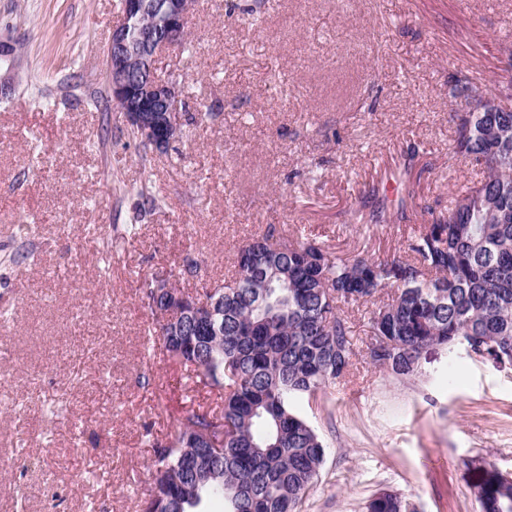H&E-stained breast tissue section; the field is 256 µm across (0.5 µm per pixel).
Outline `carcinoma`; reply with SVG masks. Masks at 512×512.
Segmentation results:
<instances>
[{
	"instance_id": "cac0c4a2",
	"label": "carcinoma",
	"mask_w": 512,
	"mask_h": 512,
	"mask_svg": "<svg viewBox=\"0 0 512 512\" xmlns=\"http://www.w3.org/2000/svg\"><path fill=\"white\" fill-rule=\"evenodd\" d=\"M468 111L456 114L454 150L485 171L453 198L448 217L424 225L407 250L378 261L343 258L313 241H282L274 231L239 247L232 283L205 295L214 330L158 336L168 358L193 367L195 382L218 391V410L182 415L175 437L149 441L153 459L141 512H202L213 498L224 512H296L318 476L325 449L291 406L349 371L352 338L340 304L361 302L368 317L367 357L399 376L414 372L422 349L466 340L479 354L512 358V111L485 112L457 78ZM411 163L393 171L395 196L372 190L361 224L390 211L406 214L415 189ZM141 286L154 320L166 283ZM480 512H512V482L486 461H471ZM400 497L374 495L366 512H400Z\"/></svg>"
}]
</instances>
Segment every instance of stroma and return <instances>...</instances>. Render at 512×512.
Wrapping results in <instances>:
<instances>
[{"mask_svg":"<svg viewBox=\"0 0 512 512\" xmlns=\"http://www.w3.org/2000/svg\"><path fill=\"white\" fill-rule=\"evenodd\" d=\"M118 3L0 0V512H137L149 439L221 403L145 357L142 280L173 271L194 291V260L221 284L271 226L342 257L404 250L482 177L454 153L456 78L490 88L512 47V0H197L189 48L156 68L208 117L147 155L108 102ZM407 160V218L352 223ZM140 186L162 205L144 211ZM364 312L344 308L349 375L294 402L326 446L300 512H365L382 491L478 512L469 461L512 472V371L434 346L390 374L364 360Z\"/></svg>","mask_w":512,"mask_h":512,"instance_id":"35a3bbf8","label":"stroma"}]
</instances>
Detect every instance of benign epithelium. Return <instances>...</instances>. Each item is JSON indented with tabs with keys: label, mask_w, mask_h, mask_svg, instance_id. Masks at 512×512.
<instances>
[{
	"label": "benign epithelium",
	"mask_w": 512,
	"mask_h": 512,
	"mask_svg": "<svg viewBox=\"0 0 512 512\" xmlns=\"http://www.w3.org/2000/svg\"><path fill=\"white\" fill-rule=\"evenodd\" d=\"M196 0H156L153 19H148L146 0H122L121 22L103 52V66L112 101L126 126L154 153H165L183 127L182 102L177 81L163 79L155 67L157 54L180 46L194 14ZM486 111H506L512 92L504 88L492 94L471 90Z\"/></svg>",
	"instance_id": "7a95c632"
}]
</instances>
